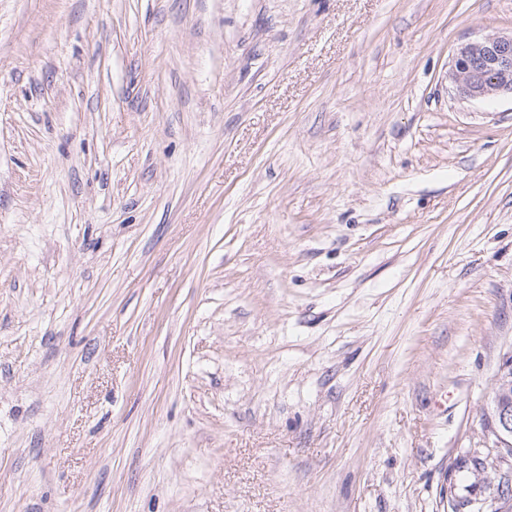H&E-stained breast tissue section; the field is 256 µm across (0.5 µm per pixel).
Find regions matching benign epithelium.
<instances>
[{
	"instance_id": "1",
	"label": "benign epithelium",
	"mask_w": 512,
	"mask_h": 512,
	"mask_svg": "<svg viewBox=\"0 0 512 512\" xmlns=\"http://www.w3.org/2000/svg\"><path fill=\"white\" fill-rule=\"evenodd\" d=\"M448 82L462 99L486 101L512 97V32L467 40L455 50ZM488 428L497 444L478 455L473 477L512 486V358L498 373L491 392Z\"/></svg>"
}]
</instances>
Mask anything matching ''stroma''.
<instances>
[{
  "mask_svg": "<svg viewBox=\"0 0 512 512\" xmlns=\"http://www.w3.org/2000/svg\"><path fill=\"white\" fill-rule=\"evenodd\" d=\"M512 0H0V512H448L512 356ZM448 82L462 99H512V30L459 44L448 70Z\"/></svg>",
  "mask_w": 512,
  "mask_h": 512,
  "instance_id": "stroma-1",
  "label": "stroma"
}]
</instances>
